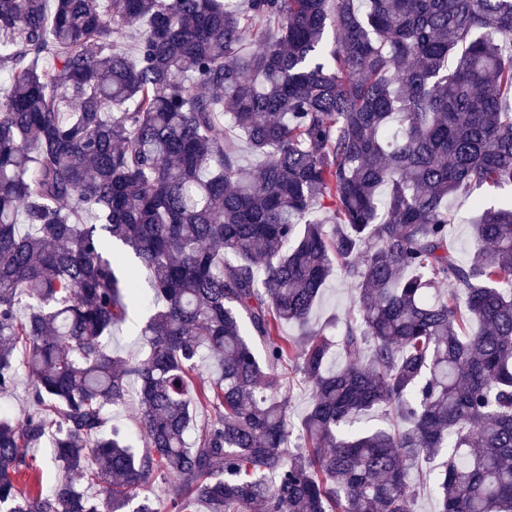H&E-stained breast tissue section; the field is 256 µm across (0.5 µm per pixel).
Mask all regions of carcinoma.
<instances>
[{"label":"carcinoma","mask_w":512,"mask_h":512,"mask_svg":"<svg viewBox=\"0 0 512 512\" xmlns=\"http://www.w3.org/2000/svg\"><path fill=\"white\" fill-rule=\"evenodd\" d=\"M508 43L512 0H0V512H512V201L448 246L512 186ZM130 375L140 448L102 432ZM481 196L482 199H489L492 203L499 202L502 199L512 198L510 187H504L495 191L487 189L462 191L451 201L452 210L457 217V224H453L452 243L455 255L461 262H466L469 258V247L473 239L472 225L470 218L474 212V196ZM352 296L353 291L348 281L341 275L333 277L315 311V318L322 323L333 314H344L350 306ZM146 316V309H134L128 321L116 328L112 334V352L128 359H137L143 355L142 337L139 335ZM27 394L28 381L20 372L14 389L7 393H0V412L20 419L23 412L30 409ZM23 451L27 453L28 456H33L35 458L34 464H36L40 471L44 472V485H46L50 479L56 477H62L64 475L63 472L57 471L52 463V448L46 442L40 448H35L34 450L29 448H23Z\"/></svg>","instance_id":"cac0c4a2"}]
</instances>
